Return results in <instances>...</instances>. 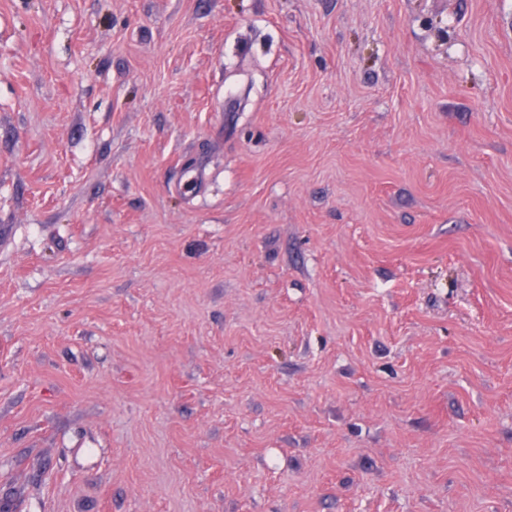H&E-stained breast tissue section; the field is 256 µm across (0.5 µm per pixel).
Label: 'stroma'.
Returning <instances> with one entry per match:
<instances>
[{
    "label": "stroma",
    "instance_id": "1",
    "mask_svg": "<svg viewBox=\"0 0 512 512\" xmlns=\"http://www.w3.org/2000/svg\"><path fill=\"white\" fill-rule=\"evenodd\" d=\"M0 512H512V0H0Z\"/></svg>",
    "mask_w": 512,
    "mask_h": 512
}]
</instances>
